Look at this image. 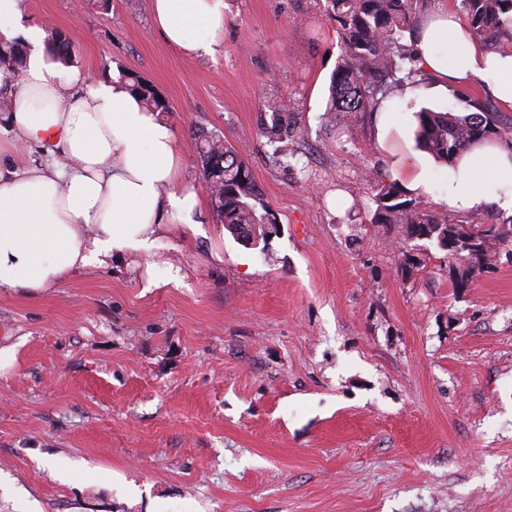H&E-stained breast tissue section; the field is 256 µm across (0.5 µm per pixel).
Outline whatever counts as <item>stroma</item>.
Segmentation results:
<instances>
[{"label": "stroma", "mask_w": 512, "mask_h": 512, "mask_svg": "<svg viewBox=\"0 0 512 512\" xmlns=\"http://www.w3.org/2000/svg\"><path fill=\"white\" fill-rule=\"evenodd\" d=\"M227 2L223 50L190 60L149 0H29L25 24L65 30L91 73L156 86L183 144L230 142L276 226L237 242L189 151L200 224L0 295V512H512V215L449 209L430 171L429 209L509 233L455 287L447 251L372 221L371 118L323 120L327 0ZM275 110L286 163L261 133ZM150 261L179 279L148 286ZM262 133L270 143L278 144L275 146L273 153L277 161L286 159L288 162V156L296 155L297 149L288 146V142L290 141L292 144L294 139L293 132L288 131V115L284 118L283 115L275 113L272 123L263 127Z\"/></svg>", "instance_id": "obj_1"}]
</instances>
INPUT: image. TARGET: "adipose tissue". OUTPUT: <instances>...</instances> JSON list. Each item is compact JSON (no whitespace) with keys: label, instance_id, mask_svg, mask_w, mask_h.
Instances as JSON below:
<instances>
[{"label":"adipose tissue","instance_id":"1","mask_svg":"<svg viewBox=\"0 0 512 512\" xmlns=\"http://www.w3.org/2000/svg\"><path fill=\"white\" fill-rule=\"evenodd\" d=\"M163 41L184 57H215L224 47L226 0H150ZM27 0H0V41L25 40L20 72L0 68V294L38 295L113 256L150 253L169 224H192L197 192L182 178L183 145L158 113L117 78H95L46 51V26H24ZM448 43V54L435 50ZM419 67L435 82L486 80L512 109V55L470 37L466 19L437 0L416 33ZM385 173L414 195L429 191L436 160L416 150L413 113L392 102L375 114ZM33 153L17 161L20 149ZM443 203L460 211L488 206L512 214V146L490 141L447 168Z\"/></svg>","mask_w":512,"mask_h":512}]
</instances>
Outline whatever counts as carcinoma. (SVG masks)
I'll list each match as a JSON object with an SVG mask.
<instances>
[{
    "label": "carcinoma",
    "instance_id": "1",
    "mask_svg": "<svg viewBox=\"0 0 512 512\" xmlns=\"http://www.w3.org/2000/svg\"><path fill=\"white\" fill-rule=\"evenodd\" d=\"M329 18L341 35L342 50L331 74L330 98L324 119L334 125L345 124L360 112L374 110L375 97L387 83L402 73H414L415 55L400 49V40L414 37L420 0H329ZM472 35L491 46L495 52L512 54V0H460ZM50 54L61 61L74 60L72 40L65 31L53 28L48 42ZM25 47L19 43H0V67L19 71L24 62ZM131 91L144 106L161 114L169 112L167 101L154 86L130 73L123 74ZM418 126L414 132L415 147L431 154L439 162L453 164L464 150L484 140L512 142V124L498 119L497 110L469 99L464 113L451 108L422 107L416 111ZM263 135L275 144L273 156L280 161L296 155L288 146L293 135L288 131V118L277 114L263 127ZM199 171L214 212L224 228L232 234L240 229L258 231L272 224L269 214L258 213L252 200L255 184L249 170L237 153L224 145L214 133L194 136ZM375 224H398L407 239L431 236L436 242L448 226V216L433 211L407 195L396 181L379 183L376 194ZM484 235V250L472 257H457L452 266V279L459 288L490 265L496 254L495 243L502 235L495 225L474 227Z\"/></svg>",
    "mask_w": 512,
    "mask_h": 512
}]
</instances>
